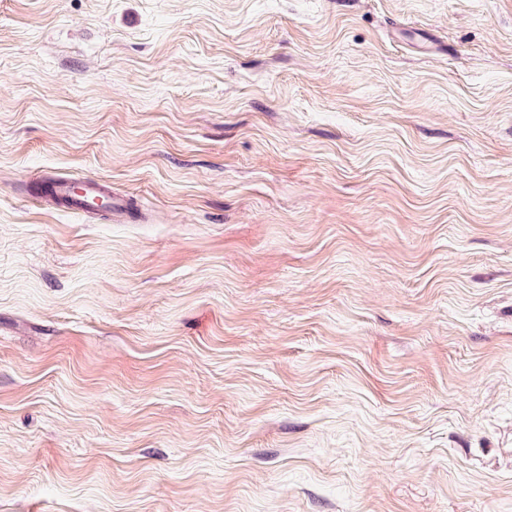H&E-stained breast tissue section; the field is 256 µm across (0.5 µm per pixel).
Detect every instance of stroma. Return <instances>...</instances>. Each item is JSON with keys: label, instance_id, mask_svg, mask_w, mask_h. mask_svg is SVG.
Instances as JSON below:
<instances>
[{"label": "stroma", "instance_id": "35a3bbf8", "mask_svg": "<svg viewBox=\"0 0 512 512\" xmlns=\"http://www.w3.org/2000/svg\"><path fill=\"white\" fill-rule=\"evenodd\" d=\"M0 512H512V0H0ZM49 192L65 203V208L78 213H87L96 209V204L105 198L108 210L117 219L126 212L125 199L112 196L107 185L95 176H87L80 184H73L65 179L47 182Z\"/></svg>", "mask_w": 512, "mask_h": 512}]
</instances>
